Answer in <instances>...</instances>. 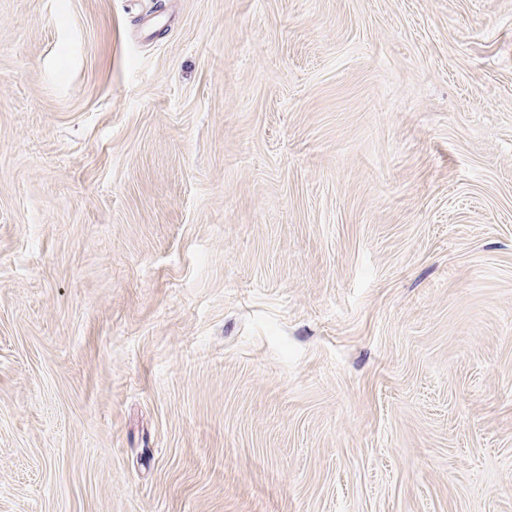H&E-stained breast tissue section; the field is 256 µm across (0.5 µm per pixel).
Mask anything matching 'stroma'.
I'll return each mask as SVG.
<instances>
[{
  "label": "stroma",
  "instance_id": "1",
  "mask_svg": "<svg viewBox=\"0 0 512 512\" xmlns=\"http://www.w3.org/2000/svg\"><path fill=\"white\" fill-rule=\"evenodd\" d=\"M0 512H512V0H0Z\"/></svg>",
  "mask_w": 512,
  "mask_h": 512
}]
</instances>
